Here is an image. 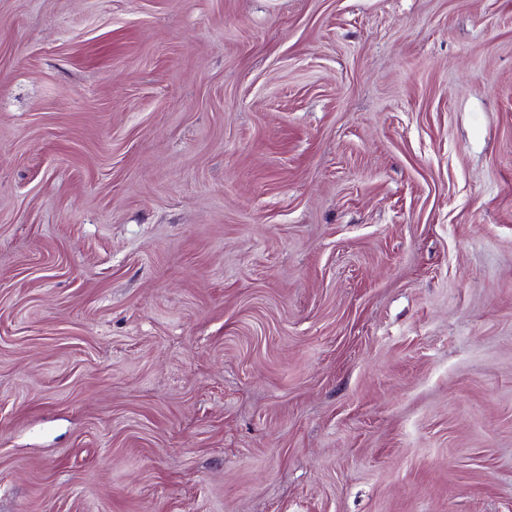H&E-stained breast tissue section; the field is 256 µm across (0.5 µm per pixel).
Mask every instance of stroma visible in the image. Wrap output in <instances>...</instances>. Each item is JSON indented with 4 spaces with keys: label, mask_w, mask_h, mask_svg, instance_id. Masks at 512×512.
<instances>
[{
    "label": "stroma",
    "mask_w": 512,
    "mask_h": 512,
    "mask_svg": "<svg viewBox=\"0 0 512 512\" xmlns=\"http://www.w3.org/2000/svg\"><path fill=\"white\" fill-rule=\"evenodd\" d=\"M0 512H512V0H0Z\"/></svg>",
    "instance_id": "1"
}]
</instances>
